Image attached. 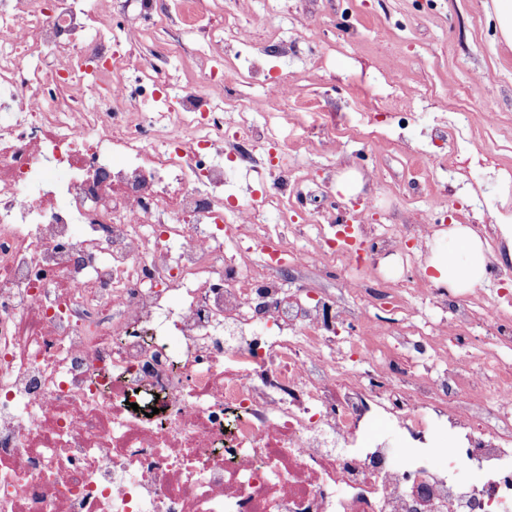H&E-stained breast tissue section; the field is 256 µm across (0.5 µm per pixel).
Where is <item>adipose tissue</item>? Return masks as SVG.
<instances>
[{
	"label": "adipose tissue",
	"mask_w": 512,
	"mask_h": 512,
	"mask_svg": "<svg viewBox=\"0 0 512 512\" xmlns=\"http://www.w3.org/2000/svg\"><path fill=\"white\" fill-rule=\"evenodd\" d=\"M486 250L469 227L456 224L448 232L446 249L434 252L426 266L436 282L464 292L479 284L486 274Z\"/></svg>",
	"instance_id": "adipose-tissue-1"
}]
</instances>
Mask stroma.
I'll list each match as a JSON object with an SVG mask.
<instances>
[{"label": "stroma", "instance_id": "stroma-1", "mask_svg": "<svg viewBox=\"0 0 512 512\" xmlns=\"http://www.w3.org/2000/svg\"><path fill=\"white\" fill-rule=\"evenodd\" d=\"M234 7L257 26L281 27L292 38L306 24L324 28L332 46L324 71L336 76V87L328 96L336 111L349 113L351 124L337 135L336 153L304 143L298 151L314 174H324L343 160L363 174L360 191L340 196L342 207L375 197L382 206L378 223L399 224L404 220L405 199L426 201L444 185L450 199L449 223H458L476 201L484 206L480 213L484 222L498 223L505 192L495 168L449 173L445 150L439 147L423 167L425 182L412 188L407 179L414 163L404 148L366 143L363 131L365 112L385 90V75L396 70L402 105L419 114L418 125L406 134L409 141L425 143L435 117L448 112L449 100H456L461 108L477 102L496 114L499 128L472 125L470 141L501 144L499 162L512 167V150L503 146L505 133L512 132V44L497 28L493 0H295L285 14L269 11L266 0H234ZM424 84L436 92L426 107L413 100Z\"/></svg>", "mask_w": 512, "mask_h": 512}]
</instances>
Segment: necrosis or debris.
<instances>
[{"label":"necrosis or debris","instance_id":"obj_1","mask_svg":"<svg viewBox=\"0 0 512 512\" xmlns=\"http://www.w3.org/2000/svg\"><path fill=\"white\" fill-rule=\"evenodd\" d=\"M172 24L178 70L146 51ZM253 26L208 0H0V512H512V367L465 351L512 346V293L427 325L413 297L448 293L408 277L399 317L351 313L377 256L417 269L437 207L299 216L325 186L282 129L331 148L345 116L272 76L296 44ZM259 79L280 126L228 94ZM477 118L437 121L449 171ZM232 167L270 191L230 201ZM291 267L345 277L291 292ZM416 336L444 370L398 356Z\"/></svg>","mask_w":512,"mask_h":512}]
</instances>
